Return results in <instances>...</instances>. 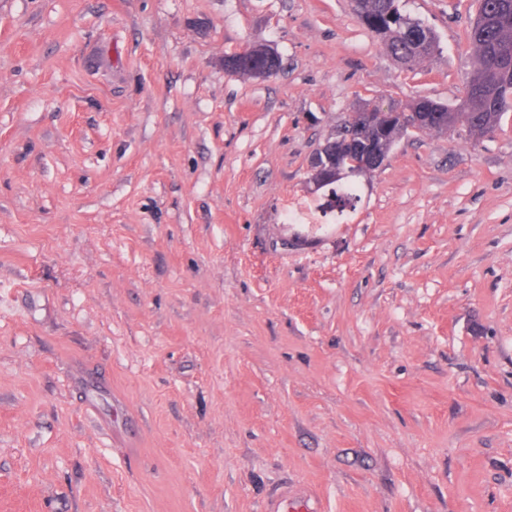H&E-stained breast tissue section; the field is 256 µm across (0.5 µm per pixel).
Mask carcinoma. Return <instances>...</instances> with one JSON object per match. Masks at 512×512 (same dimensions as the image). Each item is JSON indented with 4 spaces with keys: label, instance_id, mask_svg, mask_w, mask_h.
<instances>
[{
    "label": "carcinoma",
    "instance_id": "1",
    "mask_svg": "<svg viewBox=\"0 0 512 512\" xmlns=\"http://www.w3.org/2000/svg\"><path fill=\"white\" fill-rule=\"evenodd\" d=\"M372 17L369 29L384 42L388 52L412 68L437 51L432 30L403 10V0H363ZM483 22L470 27L467 38L475 56V73L465 96L469 110L448 114V131L462 130L482 138L497 129L512 109V0H479ZM334 138L343 147L348 140H378V134L360 122L356 114L336 126Z\"/></svg>",
    "mask_w": 512,
    "mask_h": 512
}]
</instances>
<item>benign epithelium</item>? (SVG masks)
<instances>
[{
	"instance_id": "1",
	"label": "benign epithelium",
	"mask_w": 512,
	"mask_h": 512,
	"mask_svg": "<svg viewBox=\"0 0 512 512\" xmlns=\"http://www.w3.org/2000/svg\"><path fill=\"white\" fill-rule=\"evenodd\" d=\"M276 62L274 50L269 48L249 47L234 52L224 58V66L237 71L243 67L251 70L256 77L263 78L272 72L270 65ZM415 110L403 106H390L375 103L362 109L363 119L383 130L394 127L402 132L407 130L422 132L429 128H448V116L444 107L431 99L419 98L415 101ZM355 152L362 161L354 162V167L347 166L348 156L336 147V141L328 140L312 156L309 164L311 182L314 189L328 188L329 184L347 175H359L387 160L386 148L369 144L364 148L356 147Z\"/></svg>"
}]
</instances>
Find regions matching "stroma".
<instances>
[{
	"mask_svg": "<svg viewBox=\"0 0 512 512\" xmlns=\"http://www.w3.org/2000/svg\"><path fill=\"white\" fill-rule=\"evenodd\" d=\"M405 9L411 69L352 0H0V512H512V111L309 181L462 100L477 0ZM265 61V63H264ZM256 62L257 67H251ZM276 62V54L273 49L249 47L238 52L231 53L224 58V66L231 71H237L243 67L251 70L256 77H266L273 71L270 65ZM359 113L355 112L351 118L345 120L340 125L336 126V131L333 138L335 140H327L325 144L312 156L309 164L311 172V182L315 190L326 188L331 181L338 180L347 175H359L368 171L369 169L384 164L389 156L396 140L399 138L397 133H393L388 140V156L386 146L380 150L375 144H368L364 149L361 146L355 148L358 157H362L361 162H351L348 156L336 147L347 146L349 139L357 140L359 142L376 141L381 144L378 134L371 128L363 125L360 122ZM347 163H352L354 168L346 167ZM354 176L342 178L339 183L342 185L336 187V182L332 183L335 187L336 194L340 193L343 208L353 207L355 202L358 201L356 188L352 183L341 182ZM315 501L302 490H288L286 487L274 493L264 505V512H320Z\"/></svg>",
	"mask_w": 512,
	"mask_h": 512,
	"instance_id": "1",
	"label": "stroma"
}]
</instances>
